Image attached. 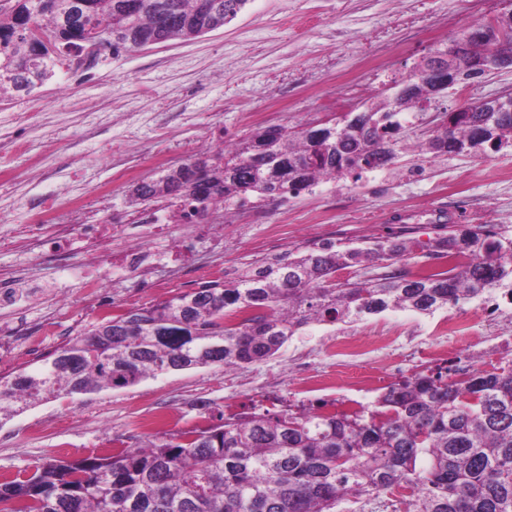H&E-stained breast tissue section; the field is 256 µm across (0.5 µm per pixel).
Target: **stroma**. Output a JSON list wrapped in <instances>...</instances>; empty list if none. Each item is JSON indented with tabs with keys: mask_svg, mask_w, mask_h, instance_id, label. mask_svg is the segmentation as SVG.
Listing matches in <instances>:
<instances>
[{
	"mask_svg": "<svg viewBox=\"0 0 512 512\" xmlns=\"http://www.w3.org/2000/svg\"><path fill=\"white\" fill-rule=\"evenodd\" d=\"M509 9L512 0H249L236 18L201 37L116 59L105 54L89 70L66 65L32 94L0 95V287L46 283L70 299L60 331L0 360V374L36 362L98 320L79 281L67 275L82 254L37 248L17 235L18 226L45 235L53 224L106 221L112 210L130 209L134 184L215 153L217 136L295 128L350 111L368 95L394 94L423 57L475 20ZM507 92L512 71L504 69L455 86L437 107L450 111L462 98ZM461 203L512 237V147L425 160L407 149L377 181H360L335 202L320 195L290 199L284 209L270 202L259 224L245 211L226 214L223 251L205 249L198 263L234 272L312 242L360 245L390 234L424 242ZM191 278L176 264L159 267L155 285L137 290L138 303L186 292ZM55 312L50 294L0 306V329L33 333ZM447 316L389 310L349 329L313 325L235 376L210 365L33 403L0 423V481L52 460L117 453L149 435L203 427L221 413L309 405L319 395L298 388L300 351L347 329L370 342L413 329L426 349L435 321ZM253 376L270 387L250 384Z\"/></svg>",
	"mask_w": 512,
	"mask_h": 512,
	"instance_id": "stroma-1",
	"label": "stroma"
}]
</instances>
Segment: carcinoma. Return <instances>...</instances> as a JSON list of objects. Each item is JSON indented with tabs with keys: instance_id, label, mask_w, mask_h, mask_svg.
Wrapping results in <instances>:
<instances>
[{
	"instance_id": "obj_1",
	"label": "carcinoma",
	"mask_w": 512,
	"mask_h": 512,
	"mask_svg": "<svg viewBox=\"0 0 512 512\" xmlns=\"http://www.w3.org/2000/svg\"><path fill=\"white\" fill-rule=\"evenodd\" d=\"M248 0H13L0 12V94H31L61 58L93 41L117 57L139 39L191 40L233 20ZM34 26L48 35L36 43ZM436 103L426 63L394 96L322 123L272 125L132 189L135 204L188 200L205 215L220 200L274 201L324 175L351 177L397 158L412 125L399 116ZM512 145V102L436 118L418 155ZM420 248L467 262L410 275L393 265ZM383 263L368 280L338 272ZM512 292V238L487 224H450L421 243L381 237L367 247L313 243L258 260L224 282L104 318L0 378V422L62 394L125 388L149 375L261 362L311 324L351 325L387 310L432 315L479 294ZM257 314L237 324L226 317ZM450 362L386 388L373 408L219 416L218 422L107 456L46 462L0 483L9 512H345L363 495L410 492L406 512H512V366L451 378Z\"/></svg>"
}]
</instances>
